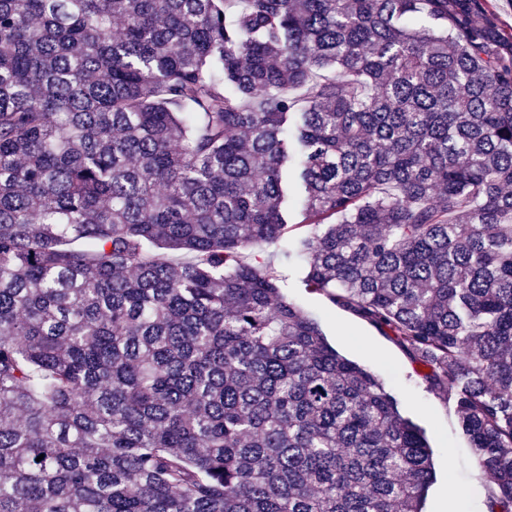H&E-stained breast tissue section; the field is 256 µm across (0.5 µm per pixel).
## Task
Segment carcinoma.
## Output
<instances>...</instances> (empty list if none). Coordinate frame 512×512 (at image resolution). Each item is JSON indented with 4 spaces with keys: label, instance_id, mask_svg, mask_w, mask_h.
<instances>
[{
    "label": "carcinoma",
    "instance_id": "carcinoma-1",
    "mask_svg": "<svg viewBox=\"0 0 512 512\" xmlns=\"http://www.w3.org/2000/svg\"><path fill=\"white\" fill-rule=\"evenodd\" d=\"M285 239L449 392L512 512L487 0H0V512H423L424 431L287 301L254 253Z\"/></svg>",
    "mask_w": 512,
    "mask_h": 512
}]
</instances>
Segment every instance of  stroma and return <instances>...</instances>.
Listing matches in <instances>:
<instances>
[{"mask_svg":"<svg viewBox=\"0 0 512 512\" xmlns=\"http://www.w3.org/2000/svg\"><path fill=\"white\" fill-rule=\"evenodd\" d=\"M285 278L284 295L314 315L340 354L374 371L396 397L402 414L424 429L435 469L425 512H486L494 484L475 465L447 393L427 385L424 367L412 362L392 336L302 288L301 271H287Z\"/></svg>","mask_w":512,"mask_h":512,"instance_id":"1","label":"stroma"}]
</instances>
